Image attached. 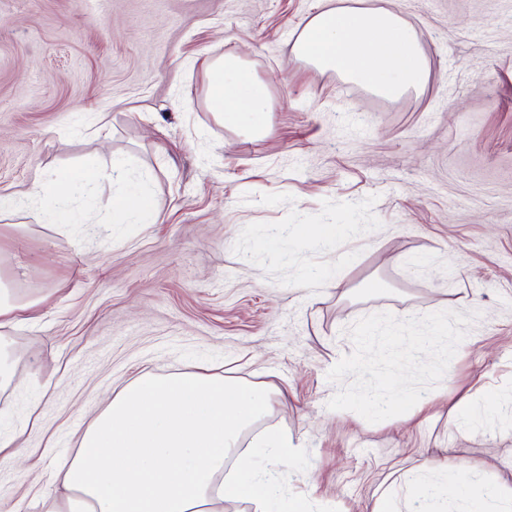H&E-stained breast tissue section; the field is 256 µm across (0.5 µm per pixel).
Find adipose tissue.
<instances>
[{
	"label": "adipose tissue",
	"instance_id": "obj_1",
	"mask_svg": "<svg viewBox=\"0 0 512 512\" xmlns=\"http://www.w3.org/2000/svg\"><path fill=\"white\" fill-rule=\"evenodd\" d=\"M296 59L361 83L396 100L420 88L427 70L411 28L391 9L323 5L304 24L294 44ZM207 103L227 126L265 130L267 87L239 58L213 62L207 71ZM100 193L97 170L77 167L36 179L22 190L0 191V220L28 210L37 219L62 222L70 210L66 188ZM265 389L224 379L200 368L170 377L143 375L113 397L84 430L76 456L43 492L46 512H222L227 499L266 504L278 493L279 472L292 452L287 437L270 434L262 444L272 470H252L225 481L217 476L235 451L241 432L270 407ZM445 463L424 459L415 470V492L428 501L455 496L458 512H472L481 495L483 512H512V499L477 490L458 470L452 482L429 481Z\"/></svg>",
	"mask_w": 512,
	"mask_h": 512
}]
</instances>
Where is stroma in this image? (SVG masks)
Segmentation results:
<instances>
[{
  "label": "stroma",
  "instance_id": "obj_1",
  "mask_svg": "<svg viewBox=\"0 0 512 512\" xmlns=\"http://www.w3.org/2000/svg\"><path fill=\"white\" fill-rule=\"evenodd\" d=\"M386 7L428 68L396 100L298 61L320 0H0V189L77 166L151 192V224L107 197L87 225L0 222L17 324L0 337V512H43L45 482L133 378L211 362L260 386L295 449L271 512H420L422 458L512 497V0H335ZM241 57L269 87L261 135L218 122L206 71ZM337 224V241L299 238ZM341 279L334 288L333 279ZM472 315L452 377L412 418L371 424L327 401L358 319ZM498 403L480 429L455 406Z\"/></svg>",
  "mask_w": 512,
  "mask_h": 512
}]
</instances>
